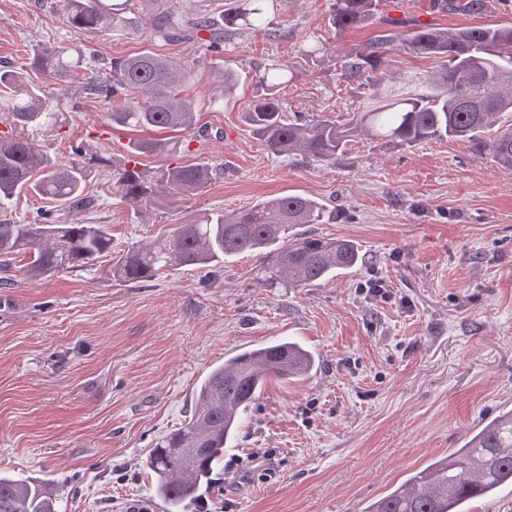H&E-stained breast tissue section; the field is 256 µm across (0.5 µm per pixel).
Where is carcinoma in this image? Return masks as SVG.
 Here are the masks:
<instances>
[{"mask_svg":"<svg viewBox=\"0 0 512 512\" xmlns=\"http://www.w3.org/2000/svg\"><path fill=\"white\" fill-rule=\"evenodd\" d=\"M130 0H60L68 23L94 33L139 34L141 19ZM381 0H332L329 24L336 34L355 25L383 23ZM446 11L481 14L487 0H434ZM288 9V0H225L217 22L203 13L177 22L168 16L149 19L150 37L178 42L183 29L192 35L209 33V47L251 33L269 40L281 27L269 11ZM398 37L381 35L344 56L341 77L363 79L388 65ZM404 48L436 60L428 79L429 92L394 98L377 89L347 122L325 119L306 122L288 116L274 95L252 100L246 123L265 148L288 156L297 152L336 160L353 138L363 135L385 144H412L433 139L462 138L473 151L488 155L512 170V126L494 136L490 130L501 115H512V27H467L448 30L417 26L403 40ZM85 54L71 55L66 46H39L23 64L0 66V202L22 192L47 199L71 212L93 207L85 182L95 167L112 166L116 193L130 203H148L157 193L192 194L224 175L209 163L168 167L152 176L136 166L112 163L97 148L80 144L74 159L54 162L29 139L25 129L45 123L59 111V99L26 78L35 70L69 78L82 67ZM187 72L178 61L151 50L112 61L110 76L88 77L82 93L112 105V124L127 128L188 131L195 125L196 107L179 92ZM274 90L288 82V67L272 65L259 76ZM159 141H134L133 156L163 151ZM336 218L327 206L310 197L289 194L231 213L214 211L194 224H181L170 234L132 247L118 256L114 273L124 281L145 282L177 267H220L224 259L259 253L257 282L263 287L298 288L335 277L354 267L359 250L352 241L316 237L297 228ZM112 253V235L105 224H59L51 210L22 224L0 223V285H11L10 272L18 255H25L26 280H40L60 270L92 265ZM311 352L291 340L274 341L243 350L224 360L200 383L194 408L181 427L159 439L149 453L155 492L176 509L196 500L214 486L224 463V448L238 433L240 416L260 397L269 378L305 377L314 368ZM512 486V409L488 421L459 448L428 464L400 487L363 512H469L466 504ZM0 512H55L53 498L32 479L0 476Z\"/></svg>","mask_w":512,"mask_h":512,"instance_id":"carcinoma-1","label":"carcinoma"}]
</instances>
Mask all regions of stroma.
Returning <instances> with one entry per match:
<instances>
[{
    "mask_svg": "<svg viewBox=\"0 0 512 512\" xmlns=\"http://www.w3.org/2000/svg\"><path fill=\"white\" fill-rule=\"evenodd\" d=\"M136 15L220 16L224 0H132ZM330 0H294L283 38L254 34L208 49L206 35L177 45L85 32L64 19L59 0H0V61L19 64L40 45L90 49L98 73L145 50L184 64L203 141L188 151L144 153L157 171L201 161L224 177L195 194L120 201L110 168L86 183L94 206L58 211L62 224H105L112 248L132 246L217 211L284 194L335 210L312 233L350 240L357 266L306 288H266L259 261L242 254L223 267L172 269L155 280L113 277L111 258L39 282L14 273L0 287V474L31 477L55 490L57 512H157L148 453L179 427L208 373L235 352L281 339L299 342L317 368L296 383L269 381L243 415L206 505L183 512H362L503 410L512 409V170L468 143L445 138L382 144L363 137L336 161L301 153L278 157L244 121L264 88L256 75L287 65L277 90L302 119L345 122L369 92L344 81L341 59L384 31L363 25L335 33ZM381 12L433 27L512 26V0H487L479 15L442 12L432 0H382ZM324 53L302 56L304 46ZM434 60L391 54L385 93H425ZM239 77L224 101L211 93L224 71ZM37 83L65 107L30 137L55 161L88 142L123 158L128 144L163 130L113 126L109 105L80 94L75 79ZM380 286L368 291V283ZM274 450L270 470L254 453Z\"/></svg>",
    "mask_w": 512,
    "mask_h": 512,
    "instance_id": "35a3bbf8",
    "label": "stroma"
}]
</instances>
